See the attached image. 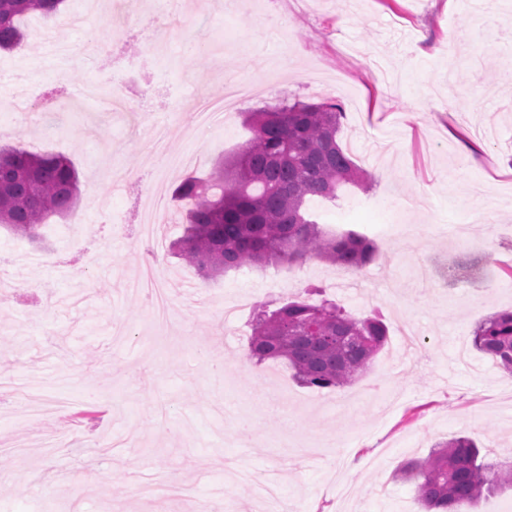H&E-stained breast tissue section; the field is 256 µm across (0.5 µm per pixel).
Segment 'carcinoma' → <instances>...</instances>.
<instances>
[{
  "label": "carcinoma",
  "instance_id": "obj_1",
  "mask_svg": "<svg viewBox=\"0 0 512 512\" xmlns=\"http://www.w3.org/2000/svg\"><path fill=\"white\" fill-rule=\"evenodd\" d=\"M64 0H0V50L19 46L21 19L55 14ZM343 113L331 102L295 101L247 114L251 139L207 182L184 179L175 189L183 234L177 255L210 280L244 267L292 268L312 259L351 272L375 262L379 248L354 230L324 227L308 210L312 198L334 202L342 187L361 185L360 169L337 139ZM78 174L70 158L24 146L0 147V226L30 241L52 216L75 205ZM380 316L352 317L335 301H290L262 309L252 320L249 357L278 361L302 385L339 388L356 379L385 345ZM473 345L512 374V310L486 317ZM398 476L415 485L427 512H467L466 506L512 484V463H486L477 442L458 437L438 443Z\"/></svg>",
  "mask_w": 512,
  "mask_h": 512
}]
</instances>
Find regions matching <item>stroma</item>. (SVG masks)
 <instances>
[{
	"label": "stroma",
	"mask_w": 512,
	"mask_h": 512,
	"mask_svg": "<svg viewBox=\"0 0 512 512\" xmlns=\"http://www.w3.org/2000/svg\"><path fill=\"white\" fill-rule=\"evenodd\" d=\"M149 0H93L84 27L66 30L64 0L49 18L66 55L45 51L24 18L21 46L0 68L34 74L29 88L0 82V146L68 156L78 202L49 220L38 245L0 228V512H195L224 484V465L277 473L283 499L302 512H423L407 460L458 436L490 463L512 461V377L472 344L483 318L512 309V0H211L162 15ZM130 38L107 62L79 56L114 26ZM166 52L156 70L134 64L141 40ZM255 82L256 98L224 125L197 121L199 100L224 97V79ZM126 84L150 119L109 112L102 99ZM52 98L51 119L25 109V93ZM340 105L338 139L366 174L336 203L314 200L318 221L367 233L381 256L351 274L310 261L296 269L230 271L205 283L175 257L182 225L140 233L154 194L172 197L185 177H208L251 137L248 112L282 100ZM169 128L167 150L197 152L194 168L162 170L150 122ZM154 252L176 309L168 328L148 320L125 289ZM467 258L473 279L453 293L423 285L418 263L437 270ZM357 317L378 315L385 347L343 392L300 385L277 362L248 358L255 309L308 298L310 289ZM251 308L228 319L242 296ZM426 343L400 360L399 327ZM64 396L68 409L26 414L24 391ZM248 419L255 433L239 437ZM56 441L61 453L46 452ZM179 474L153 501L138 477Z\"/></svg>",
	"instance_id": "obj_1"
}]
</instances>
